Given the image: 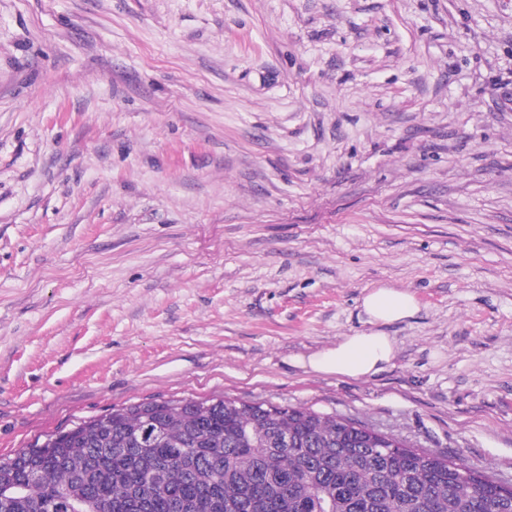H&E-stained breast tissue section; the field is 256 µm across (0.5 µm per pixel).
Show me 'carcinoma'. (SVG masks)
Segmentation results:
<instances>
[{"mask_svg":"<svg viewBox=\"0 0 512 512\" xmlns=\"http://www.w3.org/2000/svg\"><path fill=\"white\" fill-rule=\"evenodd\" d=\"M158 434L138 440L143 413ZM84 420L0 458L24 486L0 512H512V491L484 472L335 414L231 398L172 399Z\"/></svg>","mask_w":512,"mask_h":512,"instance_id":"carcinoma-1","label":"carcinoma"}]
</instances>
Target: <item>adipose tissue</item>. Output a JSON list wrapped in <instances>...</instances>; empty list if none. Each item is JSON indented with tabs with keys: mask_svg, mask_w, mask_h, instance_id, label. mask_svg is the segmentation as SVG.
<instances>
[{
	"mask_svg": "<svg viewBox=\"0 0 512 512\" xmlns=\"http://www.w3.org/2000/svg\"><path fill=\"white\" fill-rule=\"evenodd\" d=\"M419 310L415 295L397 288L381 287L362 298L367 330L340 337L334 346L298 358L301 367L349 378L375 375L396 357V343L385 325L414 317Z\"/></svg>",
	"mask_w": 512,
	"mask_h": 512,
	"instance_id": "obj_1",
	"label": "adipose tissue"
}]
</instances>
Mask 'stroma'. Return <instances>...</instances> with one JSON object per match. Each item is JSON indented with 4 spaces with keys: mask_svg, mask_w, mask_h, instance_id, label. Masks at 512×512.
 Returning a JSON list of instances; mask_svg holds the SVG:
<instances>
[{
    "mask_svg": "<svg viewBox=\"0 0 512 512\" xmlns=\"http://www.w3.org/2000/svg\"><path fill=\"white\" fill-rule=\"evenodd\" d=\"M222 397L512 486V0H0V456ZM366 323L377 327L412 318L419 311L415 295L397 288H374L362 298ZM395 357L393 336L371 328L340 336L334 346L300 357L296 362L314 372L358 379L385 370Z\"/></svg>",
    "mask_w": 512,
    "mask_h": 512,
    "instance_id": "stroma-1",
    "label": "stroma"
}]
</instances>
